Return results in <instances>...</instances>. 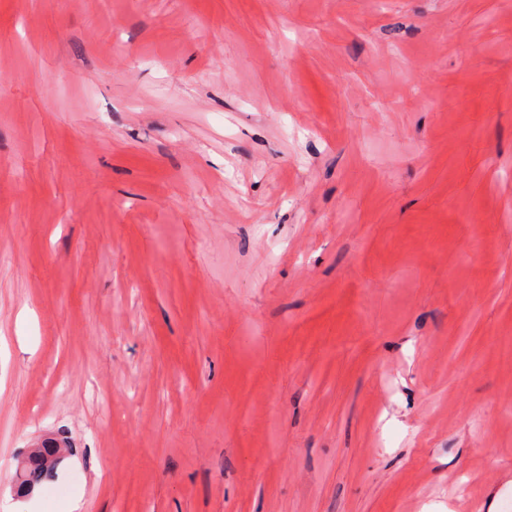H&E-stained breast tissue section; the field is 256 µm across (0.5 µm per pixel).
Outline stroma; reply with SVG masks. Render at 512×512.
<instances>
[{"label": "stroma", "instance_id": "35a3bbf8", "mask_svg": "<svg viewBox=\"0 0 512 512\" xmlns=\"http://www.w3.org/2000/svg\"><path fill=\"white\" fill-rule=\"evenodd\" d=\"M50 434L36 512H504L512 0H0V512Z\"/></svg>", "mask_w": 512, "mask_h": 512}]
</instances>
